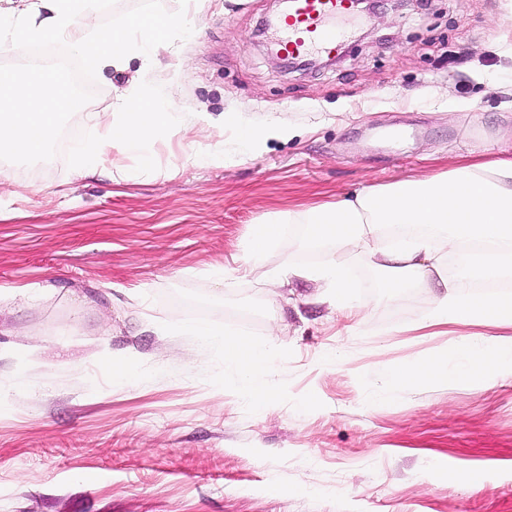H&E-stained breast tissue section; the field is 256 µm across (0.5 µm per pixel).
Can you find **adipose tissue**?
<instances>
[{"label": "adipose tissue", "mask_w": 512, "mask_h": 512, "mask_svg": "<svg viewBox=\"0 0 512 512\" xmlns=\"http://www.w3.org/2000/svg\"><path fill=\"white\" fill-rule=\"evenodd\" d=\"M76 0H28L23 36L31 40L54 33L68 37L82 52L87 67L125 69L128 51L136 36L158 44L164 41L170 21L128 23L101 34L85 32V19L75 13ZM71 103V89L57 72L31 70L19 80L9 70H0V157L36 155L54 135L60 112ZM174 103L157 104L141 94H131L119 112L102 122L103 138L85 142L75 158L79 172L93 170L106 145L118 142L127 150H140L144 141L169 128ZM204 115V122L214 120ZM236 133L239 152L259 147L267 138L287 139L291 127L273 124L265 129L246 125L239 113L216 118ZM300 224L312 244L328 246L330 253L309 278L325 281L336 290L337 301L346 300L354 286L341 255L348 249L370 251L380 231L410 228L409 236L395 240L380 253L382 288H407L412 281L438 277L445 285L429 313L434 325L472 323L512 329V298L497 295L468 297L448 286V273L441 268L440 252L457 248L468 273L488 283L512 281V156L484 159L482 154L465 156L458 165L426 180H400L369 186L355 197L315 204L271 215L252 227L247 262L257 266L267 248L281 235L284 223ZM208 348L221 351L225 364L237 378L245 399L260 407L271 406L274 393L269 378L277 366L269 348L255 345L239 335L200 322L181 327ZM456 365L447 358L415 360L388 369L387 383L417 380L449 386L473 382L490 369H512V337L482 345L464 341L456 347Z\"/></svg>", "instance_id": "ef3b65f1"}]
</instances>
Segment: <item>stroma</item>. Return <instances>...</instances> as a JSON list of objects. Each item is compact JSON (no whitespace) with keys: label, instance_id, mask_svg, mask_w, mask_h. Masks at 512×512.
<instances>
[{"label":"stroma","instance_id":"stroma-1","mask_svg":"<svg viewBox=\"0 0 512 512\" xmlns=\"http://www.w3.org/2000/svg\"><path fill=\"white\" fill-rule=\"evenodd\" d=\"M182 7L98 0L91 22ZM198 7L151 64L135 51L121 71L80 66L87 92L58 118L75 136L0 164V512H512V376L407 380L379 399L382 368L502 328L427 325L436 282L378 292L364 252L343 256L358 282L343 311L312 300L316 282L267 279L326 257L289 224L241 270L263 216L427 179L479 148L511 156L512 0H375L335 63L306 71L269 48L280 0ZM35 54L79 60L67 37L0 27V69L25 74ZM132 89L179 101L170 129L78 175L88 113ZM229 111L295 135L241 154L233 131L194 121ZM26 286L43 297L15 296ZM186 320L271 347L272 407L245 401ZM114 356L134 380L113 378Z\"/></svg>","mask_w":512,"mask_h":512}]
</instances>
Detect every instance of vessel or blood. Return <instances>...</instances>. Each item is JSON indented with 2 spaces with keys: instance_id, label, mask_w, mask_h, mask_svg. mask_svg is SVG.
Returning <instances> with one entry per match:
<instances>
[{
  "instance_id": "vessel-or-blood-1",
  "label": "vessel or blood",
  "mask_w": 512,
  "mask_h": 512,
  "mask_svg": "<svg viewBox=\"0 0 512 512\" xmlns=\"http://www.w3.org/2000/svg\"><path fill=\"white\" fill-rule=\"evenodd\" d=\"M352 10V0H295L284 20L279 46L289 54L313 48L332 52L340 41L338 22Z\"/></svg>"
}]
</instances>
